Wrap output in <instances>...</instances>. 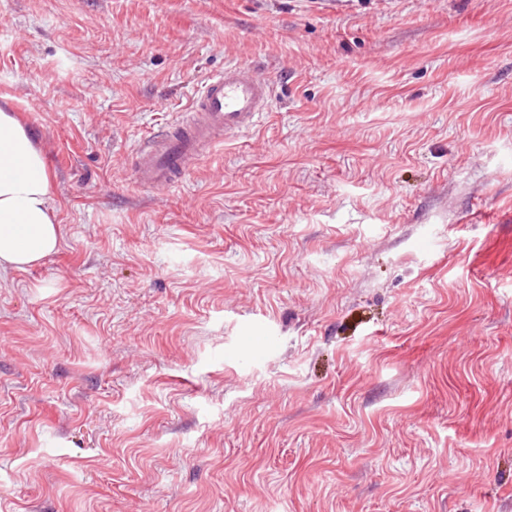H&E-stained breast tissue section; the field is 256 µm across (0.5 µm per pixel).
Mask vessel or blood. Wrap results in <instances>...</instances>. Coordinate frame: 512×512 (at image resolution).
Here are the masks:
<instances>
[{
	"mask_svg": "<svg viewBox=\"0 0 512 512\" xmlns=\"http://www.w3.org/2000/svg\"><path fill=\"white\" fill-rule=\"evenodd\" d=\"M271 84L244 63L225 65L194 97L189 111L153 133L132 155V176L146 189L179 185L223 139L260 122L271 109Z\"/></svg>",
	"mask_w": 512,
	"mask_h": 512,
	"instance_id": "1",
	"label": "vessel or blood"
}]
</instances>
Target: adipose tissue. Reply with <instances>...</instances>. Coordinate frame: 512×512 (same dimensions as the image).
Instances as JSON below:
<instances>
[{
  "instance_id": "adipose-tissue-1",
  "label": "adipose tissue",
  "mask_w": 512,
  "mask_h": 512,
  "mask_svg": "<svg viewBox=\"0 0 512 512\" xmlns=\"http://www.w3.org/2000/svg\"><path fill=\"white\" fill-rule=\"evenodd\" d=\"M60 239L46 155L17 113L0 106V272L38 264Z\"/></svg>"
}]
</instances>
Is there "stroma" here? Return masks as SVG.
<instances>
[{"label": "stroma", "mask_w": 512, "mask_h": 512, "mask_svg": "<svg viewBox=\"0 0 512 512\" xmlns=\"http://www.w3.org/2000/svg\"><path fill=\"white\" fill-rule=\"evenodd\" d=\"M234 62L260 124L130 155ZM58 251L0 274V512H512V0H0Z\"/></svg>", "instance_id": "stroma-1"}]
</instances>
